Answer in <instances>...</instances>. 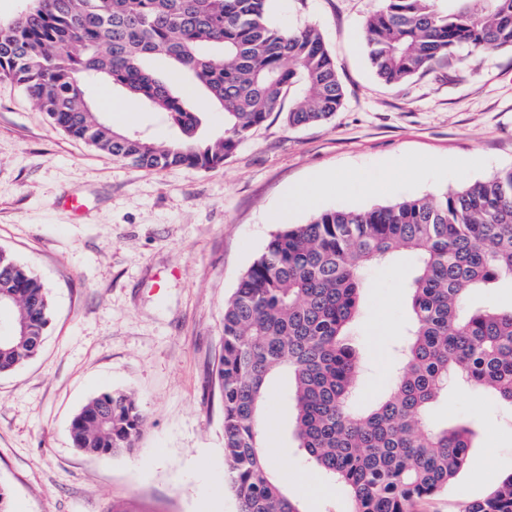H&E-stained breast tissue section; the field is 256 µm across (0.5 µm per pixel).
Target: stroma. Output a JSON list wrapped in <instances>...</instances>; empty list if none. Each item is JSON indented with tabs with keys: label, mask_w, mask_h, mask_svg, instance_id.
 Instances as JSON below:
<instances>
[{
	"label": "stroma",
	"mask_w": 512,
	"mask_h": 512,
	"mask_svg": "<svg viewBox=\"0 0 512 512\" xmlns=\"http://www.w3.org/2000/svg\"><path fill=\"white\" fill-rule=\"evenodd\" d=\"M381 0H273L283 29L315 28L344 86L327 122L291 127L273 113L222 167L141 170L56 129L0 80V248L44 282L52 320L38 357L0 373V485L10 512H238L224 462L213 370L224 304L255 256L307 210L276 216L292 184L317 173L395 178L392 193L326 194L323 209L436 195L512 166V50L463 46L400 85L371 70L364 24ZM125 129L158 142L178 128L140 103ZM89 201L79 219L64 198ZM373 269L354 331L364 370L358 405L392 387L406 318L401 271ZM133 394L146 427L133 452L92 458L69 425L91 396ZM276 474L304 512H350L341 487L305 460L288 403L268 404ZM429 421L472 423L469 463L420 512H457L512 473V408L484 391H449Z\"/></svg>",
	"instance_id": "stroma-1"
}]
</instances>
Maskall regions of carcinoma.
<instances>
[{
	"instance_id": "carcinoma-1",
	"label": "carcinoma",
	"mask_w": 512,
	"mask_h": 512,
	"mask_svg": "<svg viewBox=\"0 0 512 512\" xmlns=\"http://www.w3.org/2000/svg\"><path fill=\"white\" fill-rule=\"evenodd\" d=\"M272 0H34L0 27V79L17 83L51 124L140 169H213L252 129L280 111L290 127L322 123L343 105L335 61L313 28L275 26ZM377 77L399 84L461 46L512 48V0H382L366 20ZM157 56L171 63L160 77ZM106 79L176 126L160 144L117 132L88 104ZM224 111V131L198 136L196 106ZM415 259L404 288L410 321L393 387L375 405L353 404L360 351L351 339L366 270ZM512 282V167L438 196L384 206L327 209L276 232L224 305L215 380L224 404V457L240 512H301L269 462L263 409L270 382L288 375L292 434L306 460L347 490L351 512H415L448 490L468 465L467 422L428 423L431 405L460 389H484L512 406V309H471L474 288ZM0 304L14 329L0 340V372L39 352L52 307L46 287L0 249ZM146 424L137 400L107 391L73 416L74 448L90 457L132 451ZM459 512H512V474Z\"/></svg>"
}]
</instances>
